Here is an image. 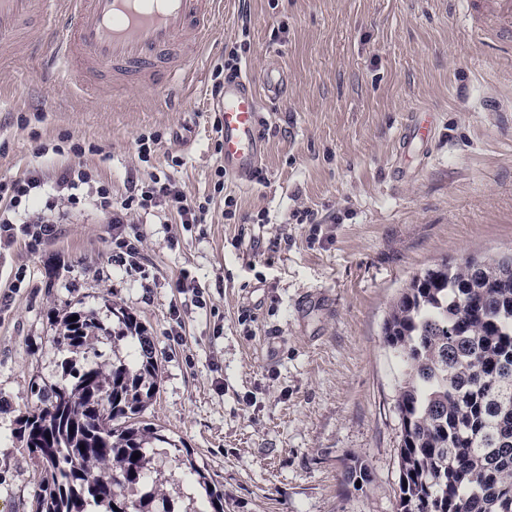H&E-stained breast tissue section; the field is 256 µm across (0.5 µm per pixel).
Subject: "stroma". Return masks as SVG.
I'll return each instance as SVG.
<instances>
[{
  "instance_id": "stroma-1",
  "label": "stroma",
  "mask_w": 512,
  "mask_h": 512,
  "mask_svg": "<svg viewBox=\"0 0 512 512\" xmlns=\"http://www.w3.org/2000/svg\"><path fill=\"white\" fill-rule=\"evenodd\" d=\"M245 14L243 68L278 63L288 89L262 105L263 180L218 192L214 72ZM187 57L189 78L168 91L97 74L61 87L28 43L0 58V180L35 168L51 185L83 164L116 201L130 179L165 174L208 205L189 228L134 215L138 272L89 206L35 249H0V512H31L43 464L15 431L35 387L83 361L54 343L57 317L92 309L109 326L116 307L154 338L143 420L177 443L154 465L180 512L193 507L180 451L223 491L224 512H396L403 368L383 327L426 268L512 254V37L485 35L454 0H219L209 44ZM424 110L434 139L399 156ZM153 132L141 159L135 141ZM303 208L315 223L295 222ZM185 271L195 289L179 287ZM355 460L369 471L360 488L346 479Z\"/></svg>"
}]
</instances>
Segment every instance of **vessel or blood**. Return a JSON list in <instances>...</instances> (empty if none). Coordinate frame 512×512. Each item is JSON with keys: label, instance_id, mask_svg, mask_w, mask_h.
I'll return each instance as SVG.
<instances>
[{"label": "vessel or blood", "instance_id": "vessel-or-blood-1", "mask_svg": "<svg viewBox=\"0 0 512 512\" xmlns=\"http://www.w3.org/2000/svg\"><path fill=\"white\" fill-rule=\"evenodd\" d=\"M463 18L485 19L488 28L512 34V0H457ZM34 13L64 22L50 62L57 81L67 84L79 71L112 77L121 86L125 77L139 76L146 84L183 81L186 61L176 59L182 47L199 49L211 38L214 0H0V42L28 39L27 18ZM262 84L268 99L280 98L287 81L283 71L271 69L261 78L244 73L226 80L218 101L224 170L244 178L262 155L258 99L255 84ZM434 116L424 111L408 123L401 136L403 147L426 142L434 133Z\"/></svg>", "mask_w": 512, "mask_h": 512}]
</instances>
